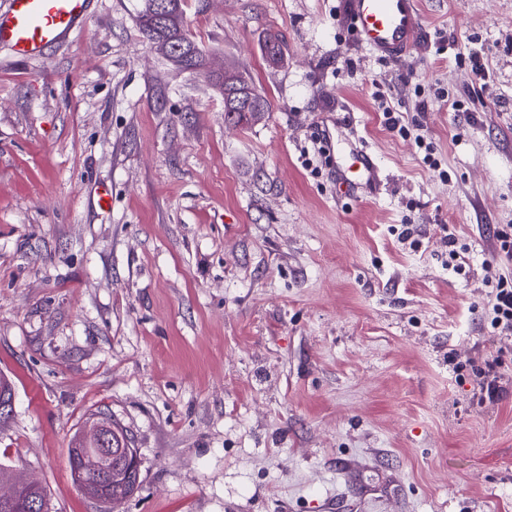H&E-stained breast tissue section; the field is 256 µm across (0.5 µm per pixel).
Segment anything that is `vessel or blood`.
<instances>
[{"label": "vessel or blood", "instance_id": "1", "mask_svg": "<svg viewBox=\"0 0 512 512\" xmlns=\"http://www.w3.org/2000/svg\"><path fill=\"white\" fill-rule=\"evenodd\" d=\"M93 0H0V43L20 59H33L63 43L89 16ZM349 18L359 41L378 56L408 55L422 34L418 0H350ZM339 189L378 183L372 154L352 149L340 159Z\"/></svg>", "mask_w": 512, "mask_h": 512}]
</instances>
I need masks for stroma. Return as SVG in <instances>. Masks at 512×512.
Wrapping results in <instances>:
<instances>
[{
    "label": "stroma",
    "mask_w": 512,
    "mask_h": 512,
    "mask_svg": "<svg viewBox=\"0 0 512 512\" xmlns=\"http://www.w3.org/2000/svg\"><path fill=\"white\" fill-rule=\"evenodd\" d=\"M144 6L94 0L31 60L0 47V463L48 512H101L68 449L104 411L141 460L123 512H512V342L485 313L488 272L512 275V0H419L399 61L346 0H184L193 73ZM230 62L270 102L256 124L224 120ZM332 122L379 194L337 192L312 144ZM493 359L505 392L482 402Z\"/></svg>",
    "instance_id": "stroma-1"
}]
</instances>
